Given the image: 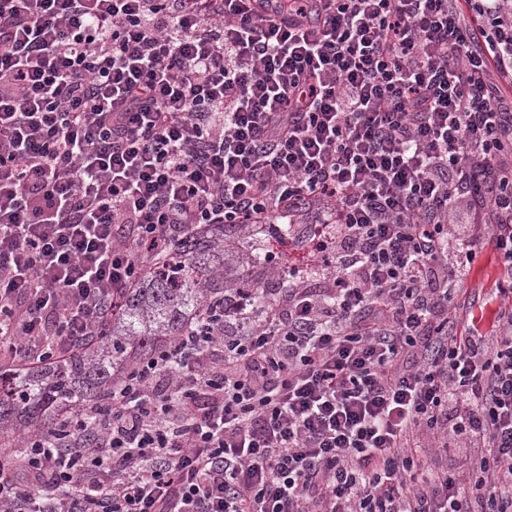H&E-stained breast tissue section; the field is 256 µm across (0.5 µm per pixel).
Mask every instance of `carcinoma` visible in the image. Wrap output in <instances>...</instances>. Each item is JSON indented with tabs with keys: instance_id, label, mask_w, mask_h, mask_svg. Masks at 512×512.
I'll use <instances>...</instances> for the list:
<instances>
[{
	"instance_id": "carcinoma-1",
	"label": "carcinoma",
	"mask_w": 512,
	"mask_h": 512,
	"mask_svg": "<svg viewBox=\"0 0 512 512\" xmlns=\"http://www.w3.org/2000/svg\"><path fill=\"white\" fill-rule=\"evenodd\" d=\"M248 229L247 224H204L189 233L172 264L152 265L120 300L106 338L37 366L0 362V448H17L26 432L53 431L85 406L110 402L112 382L196 322L205 305L229 313L225 289L244 288L261 303L271 301L278 283L248 273L231 277L237 268L254 266L256 256L227 252L224 237Z\"/></svg>"
}]
</instances>
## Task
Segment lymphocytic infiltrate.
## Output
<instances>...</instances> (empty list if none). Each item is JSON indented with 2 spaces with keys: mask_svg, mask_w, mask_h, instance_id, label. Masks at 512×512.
I'll return each mask as SVG.
<instances>
[{
  "mask_svg": "<svg viewBox=\"0 0 512 512\" xmlns=\"http://www.w3.org/2000/svg\"><path fill=\"white\" fill-rule=\"evenodd\" d=\"M505 3L0 0V357L107 336L194 226L311 244L1 451L0 512H512ZM486 246L492 336L452 315Z\"/></svg>",
  "mask_w": 512,
  "mask_h": 512,
  "instance_id": "f902f5d3",
  "label": "lymphocytic infiltrate"
}]
</instances>
